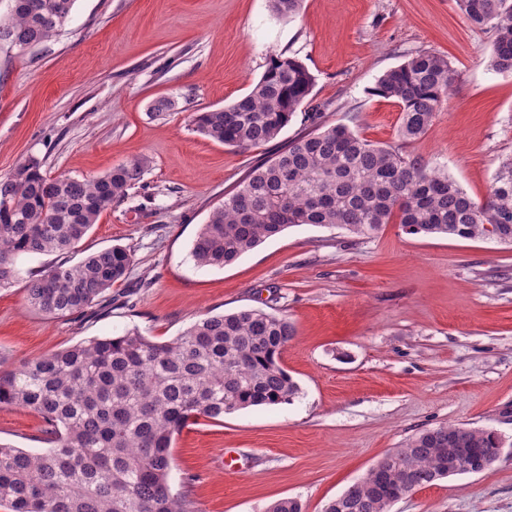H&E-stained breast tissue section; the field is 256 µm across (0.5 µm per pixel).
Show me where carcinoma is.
I'll use <instances>...</instances> for the list:
<instances>
[{"instance_id":"cac0c4a2","label":"carcinoma","mask_w":512,"mask_h":512,"mask_svg":"<svg viewBox=\"0 0 512 512\" xmlns=\"http://www.w3.org/2000/svg\"><path fill=\"white\" fill-rule=\"evenodd\" d=\"M75 0H11L0 42L33 50L67 22ZM303 0H270L293 16ZM470 22L494 32L491 65L512 74V0H457ZM457 73L443 56L419 52L385 71L375 93L401 112L399 138H421L453 91ZM298 60L275 56L234 103L191 115L207 139L247 150L276 139L312 91ZM140 157L91 179L50 177L30 161L0 177V288L23 255L74 251L103 213L143 187ZM397 222L410 234L492 238L512 245V158L496 171L482 203L448 174L398 148L375 144L345 125L322 126L291 140L254 167L215 208L191 250L201 267L222 268L302 224L374 235ZM133 254L122 246L77 264L57 261L31 274L28 303L57 317L105 303L125 280ZM295 336L284 316L261 309L206 315L180 336L158 342L132 328L94 337L0 371V407L29 408L44 422L50 448L32 453L0 443V507L8 512H196L171 492L175 437L200 418L291 402L299 385L279 363ZM492 429L440 425L410 437L324 512H388L403 487L414 491L462 474L474 459L498 456ZM266 512H302L294 498Z\"/></svg>"}]
</instances>
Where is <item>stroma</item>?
<instances>
[{"label":"stroma","instance_id":"stroma-1","mask_svg":"<svg viewBox=\"0 0 512 512\" xmlns=\"http://www.w3.org/2000/svg\"><path fill=\"white\" fill-rule=\"evenodd\" d=\"M493 40L456 0H304L293 18L269 0H76L48 45L23 54L0 44V176L31 160L81 179L150 159L143 188L66 256L73 264L130 248L111 308L64 318L33 309L26 284L50 258L19 257L0 288V369L132 328L170 341L203 314L261 309L296 330L281 364L301 393L184 428L173 493L197 512H264L284 497L323 512L408 438L453 424L497 430L500 460L416 490L390 512H512V247L398 224L369 237L303 224L221 269L191 256L211 211L259 160L308 131L311 112L421 157L483 202L512 157V74L491 67ZM421 51L446 57L458 78L425 135L404 145L398 106L373 89ZM274 55L314 77L275 141L240 150L194 131L192 112L247 94ZM160 98L175 108L151 117ZM43 428L33 410L0 408L1 442L45 450Z\"/></svg>","mask_w":512,"mask_h":512}]
</instances>
